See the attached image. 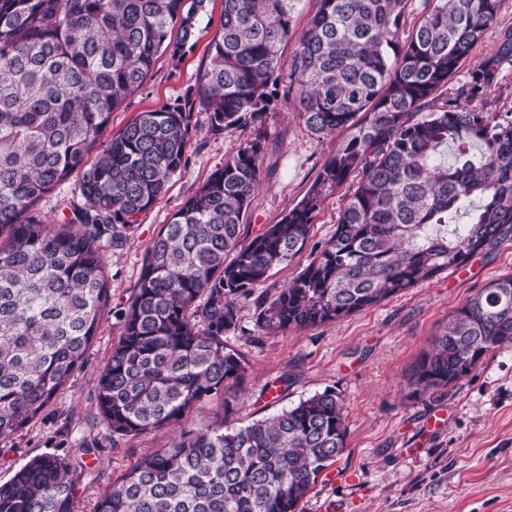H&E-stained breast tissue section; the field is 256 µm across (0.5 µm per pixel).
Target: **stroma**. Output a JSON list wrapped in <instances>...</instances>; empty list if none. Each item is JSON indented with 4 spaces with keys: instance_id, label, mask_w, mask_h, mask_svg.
Here are the masks:
<instances>
[{
    "instance_id": "35a3bbf8",
    "label": "stroma",
    "mask_w": 512,
    "mask_h": 512,
    "mask_svg": "<svg viewBox=\"0 0 512 512\" xmlns=\"http://www.w3.org/2000/svg\"><path fill=\"white\" fill-rule=\"evenodd\" d=\"M222 0H206L193 46L180 62L157 59L144 84L116 109L109 134L133 117L184 97L195 88L219 27ZM187 162L164 197L129 227L122 249L106 254L112 303L83 367L43 415L0 442V481L47 451L77 452L97 417L95 388L121 333L148 249L164 224L250 134L209 132L207 114L194 110ZM268 151L244 228L247 236L276 223L305 195L321 165L345 138L313 135L295 101L279 103L264 124ZM307 254L276 267L248 300L229 343L247 361L240 378L224 383L234 426L269 417L330 388L347 414V446L301 501L302 512H512V344L489 353L477 371L436 393L412 397L406 375L449 316L492 282L512 275V242L474 256L405 293L347 318L310 329L265 334L257 316L307 264ZM180 428L151 430L118 448L85 456L87 473L76 512H95L102 488L164 448Z\"/></svg>"
}]
</instances>
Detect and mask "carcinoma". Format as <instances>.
I'll list each match as a JSON object with an SVG mask.
<instances>
[{
	"instance_id": "cac0c4a2",
	"label": "carcinoma",
	"mask_w": 512,
	"mask_h": 512,
	"mask_svg": "<svg viewBox=\"0 0 512 512\" xmlns=\"http://www.w3.org/2000/svg\"><path fill=\"white\" fill-rule=\"evenodd\" d=\"M223 2L196 91L105 141L112 112L158 57L180 59L205 0H0V441L81 369L111 301L105 253L125 245L184 166L194 108L215 135L250 129L149 248L98 379L101 431L81 455L176 424L207 401L222 411L107 483L95 512H299L346 448L343 401L326 389L228 427L224 381L246 370L228 338L238 302L309 246L323 201L350 174L335 233L260 304L262 330L343 319L512 241V115L471 106L512 64V29L463 70L502 0H316L300 31L302 0ZM291 97L312 133L349 135L304 197L249 239L263 119ZM77 170L82 203L47 223L39 202ZM459 213L468 222L450 223ZM505 343L512 276L452 314L414 365L412 394L449 387ZM84 467L68 453L33 457L0 483V512H75Z\"/></svg>"
}]
</instances>
